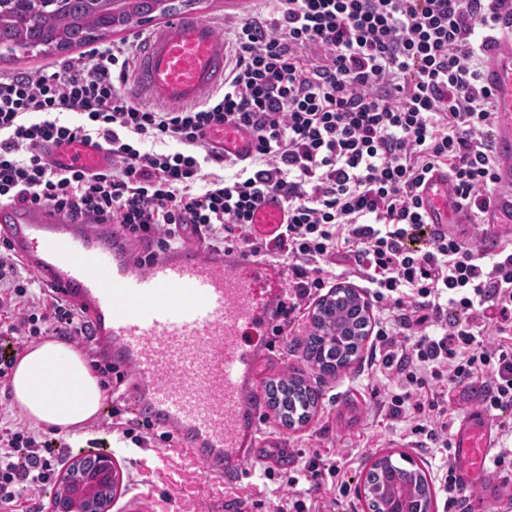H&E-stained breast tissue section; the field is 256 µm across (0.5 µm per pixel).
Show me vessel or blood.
<instances>
[{
    "label": "vessel or blood",
    "mask_w": 512,
    "mask_h": 512,
    "mask_svg": "<svg viewBox=\"0 0 512 512\" xmlns=\"http://www.w3.org/2000/svg\"><path fill=\"white\" fill-rule=\"evenodd\" d=\"M153 0H128L114 12L119 30L156 15ZM228 52L212 23L191 12L168 18L143 44L135 73L137 99L194 105L223 84ZM485 81L495 100L492 121L496 174L506 194L485 210L487 224L512 223V33L487 54ZM251 135L224 127L211 141L225 152L244 153ZM49 161L86 170L106 167L105 149L71 143L48 145ZM426 217L419 249L467 214L447 171L433 172L418 191ZM279 194L266 197L253 224L266 239L285 224ZM0 232L12 250L57 296L87 316L92 342L116 367L136 371L133 408L138 417L173 431V447L155 449L173 472L179 512H200L193 493L198 474L209 470L226 484L246 476L258 452L253 383L266 336L288 287L284 266L239 251L205 248L191 240L142 266L130 241L109 224L73 221L47 206H0ZM457 475L479 483L496 446L495 424L483 409L469 411L454 435Z\"/></svg>",
    "instance_id": "vessel-or-blood-1"
}]
</instances>
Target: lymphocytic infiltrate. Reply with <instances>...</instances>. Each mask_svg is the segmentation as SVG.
Here are the masks:
<instances>
[{"mask_svg":"<svg viewBox=\"0 0 512 512\" xmlns=\"http://www.w3.org/2000/svg\"><path fill=\"white\" fill-rule=\"evenodd\" d=\"M233 61L222 87L190 107L139 106L126 88L130 40L100 43L33 74L0 77V204L45 205L110 224L141 264L181 245H206L286 264L273 333L286 335L327 284L326 267L365 283L382 310L372 346L396 380L385 401L414 444L451 454L449 389L488 372L480 405L512 411V244L488 255L449 234L424 251L417 188L447 170L477 233L496 184L489 128L494 94L485 52L512 26V0H258L228 21ZM250 132L246 158L209 145L211 131ZM175 141L176 151L156 150ZM104 148L105 169L57 165L47 143ZM281 194L278 238L253 233L264 198ZM465 315L464 325L448 320ZM0 381L28 340L81 345L123 396L125 372L91 343L82 311L62 304L0 244ZM63 440L0 424V512H37L32 499L63 467Z\"/></svg>","mask_w":512,"mask_h":512,"instance_id":"1","label":"lymphocytic infiltrate"}]
</instances>
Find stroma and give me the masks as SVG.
<instances>
[{"mask_svg":"<svg viewBox=\"0 0 512 512\" xmlns=\"http://www.w3.org/2000/svg\"><path fill=\"white\" fill-rule=\"evenodd\" d=\"M81 48L61 52L36 49L0 55V76L20 72L34 73L67 57H77ZM313 330L311 315H304L288 335L276 337L269 345L257 376V425L264 454L276 448L292 449L294 458L287 468L275 469L273 477L263 474L264 463L250 461L251 479L237 483L235 497L245 505L246 512H270L286 478L299 469L302 459L320 454L324 457L343 455L347 464L339 476L322 475L317 487L300 481L309 498L334 497L337 481L348 484L345 512H367L359 487L371 463L385 456H408L421 467L428 479H435L443 463L434 450L424 451L409 443L404 423L393 422L379 415L377 403L392 384L388 374L378 373L371 366V347L363 345L359 358L333 376L320 375L311 369L301 354L300 342ZM299 375L320 389L321 399L316 411L304 424L282 425L280 418L267 405L266 385L284 376ZM67 459L84 455L88 449L111 454L123 473V483L112 501V512H151L154 498L167 495L168 476L156 473L149 482H142L139 472L151 466L150 447H136L109 428L105 417L94 418L64 433Z\"/></svg>","mask_w":512,"mask_h":512,"instance_id":"obj_1","label":"stroma"}]
</instances>
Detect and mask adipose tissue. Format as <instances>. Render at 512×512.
<instances>
[{
	"label": "adipose tissue",
	"mask_w": 512,
	"mask_h": 512,
	"mask_svg": "<svg viewBox=\"0 0 512 512\" xmlns=\"http://www.w3.org/2000/svg\"><path fill=\"white\" fill-rule=\"evenodd\" d=\"M11 390L28 418L61 431L90 421L102 405L99 384L84 357L52 338L19 359Z\"/></svg>",
	"instance_id": "obj_1"
}]
</instances>
